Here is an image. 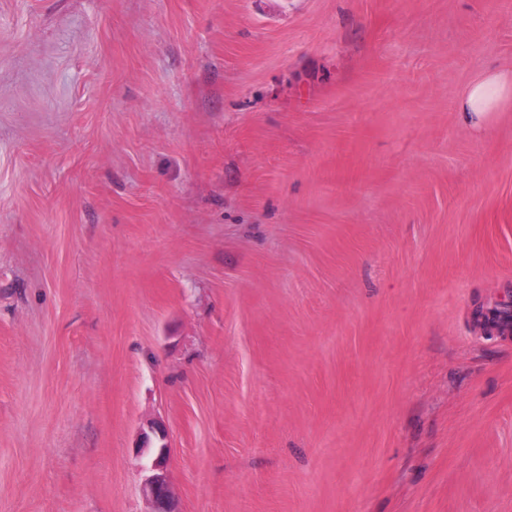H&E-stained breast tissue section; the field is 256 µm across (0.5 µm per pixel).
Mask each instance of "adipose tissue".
<instances>
[{
	"label": "adipose tissue",
	"mask_w": 512,
	"mask_h": 512,
	"mask_svg": "<svg viewBox=\"0 0 512 512\" xmlns=\"http://www.w3.org/2000/svg\"><path fill=\"white\" fill-rule=\"evenodd\" d=\"M512 107V73L488 72L474 81L459 101L465 122L485 126L491 113Z\"/></svg>",
	"instance_id": "adipose-tissue-1"
}]
</instances>
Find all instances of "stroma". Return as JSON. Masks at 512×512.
<instances>
[{"label": "stroma", "mask_w": 512, "mask_h": 512, "mask_svg": "<svg viewBox=\"0 0 512 512\" xmlns=\"http://www.w3.org/2000/svg\"><path fill=\"white\" fill-rule=\"evenodd\" d=\"M512 0H0V512H512ZM512 107V73L487 72L474 81L459 101L466 123L485 126L492 112ZM154 439L159 442L158 446ZM137 448L139 454L150 458L143 485L144 493L152 504L150 512H180L176 509L168 479L169 445L165 432L151 427L150 433H142V442Z\"/></svg>", "instance_id": "stroma-1"}]
</instances>
